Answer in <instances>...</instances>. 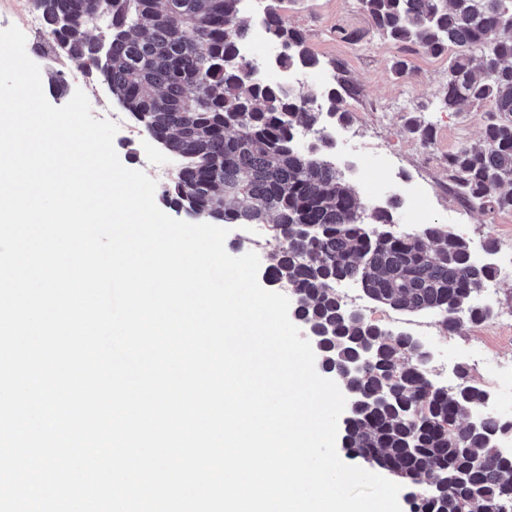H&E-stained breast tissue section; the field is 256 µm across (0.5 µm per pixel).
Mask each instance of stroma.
Here are the masks:
<instances>
[{
    "mask_svg": "<svg viewBox=\"0 0 512 512\" xmlns=\"http://www.w3.org/2000/svg\"><path fill=\"white\" fill-rule=\"evenodd\" d=\"M288 24L302 30L308 45L321 60L318 68L304 71L302 87L319 89L345 81L353 90L346 100L351 118L335 142L331 155L359 193L377 189L379 202L398 200L395 228L409 231L423 224H440L464 236L471 250L485 249L495 242L493 262L503 263L512 252V211L480 213L467 208L453 193L446 157L461 143L477 142L485 112L468 107L461 112H434L430 106L442 87L447 60L390 43L371 33L367 17L357 0H286ZM353 31L364 32L361 42L349 40ZM26 52L41 68L44 93L50 103L69 101L82 89L91 106L105 105L108 119L118 124L114 147L121 162L144 170L165 189L179 161L150 136L140 131L134 119L111 95L108 88L81 72L80 61L67 66L56 62V50L44 33L27 32ZM405 60L407 75H397L392 64ZM432 122L437 144L422 149L405 131L410 118ZM425 188L420 204L409 203L407 194ZM272 231L265 224H234L225 240L228 254L255 252L266 258ZM492 299L496 319L482 324L463 322L448 338V364L452 367L483 361L472 378L491 392L495 411L512 420V376L497 382L500 362L512 361V272L495 279ZM364 313L395 332H408L435 344L443 328L430 312L407 313L364 300Z\"/></svg>",
    "mask_w": 512,
    "mask_h": 512,
    "instance_id": "obj_1",
    "label": "stroma"
}]
</instances>
